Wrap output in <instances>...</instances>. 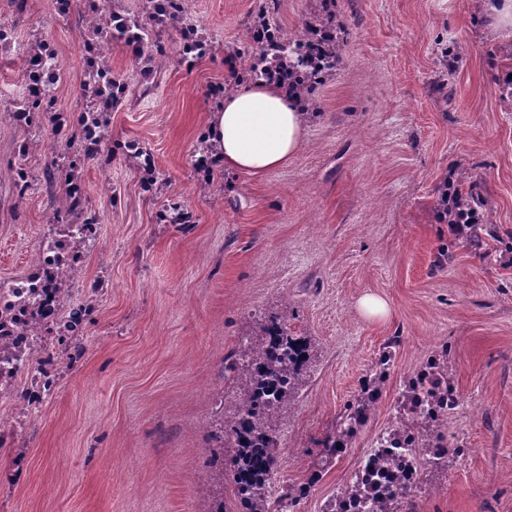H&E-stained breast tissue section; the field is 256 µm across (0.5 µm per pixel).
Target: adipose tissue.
<instances>
[{
  "label": "adipose tissue",
  "instance_id": "1",
  "mask_svg": "<svg viewBox=\"0 0 512 512\" xmlns=\"http://www.w3.org/2000/svg\"><path fill=\"white\" fill-rule=\"evenodd\" d=\"M305 113L272 84L229 94L209 136L226 169L262 175L285 165L299 147Z\"/></svg>",
  "mask_w": 512,
  "mask_h": 512
}]
</instances>
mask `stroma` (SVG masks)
<instances>
[{
	"mask_svg": "<svg viewBox=\"0 0 512 512\" xmlns=\"http://www.w3.org/2000/svg\"><path fill=\"white\" fill-rule=\"evenodd\" d=\"M323 5L182 0L210 46L191 66L170 29L151 31L147 74L120 43L105 45L128 85L100 132L105 159L71 143L84 136V7L60 15L54 0H0V281L20 278L56 229L78 222L95 243L73 285L100 291L83 359L60 366L53 395L0 446V512H244L212 462L218 401L235 394L221 370L247 350L258 315L288 308L315 349L277 422L282 486H311L295 512H324L350 483L438 350L460 402L425 438L457 453L425 467L416 512H512V109L500 100L512 64L495 59L505 38L473 0H333L345 51L308 97L296 153L258 176L220 166L206 182L195 171L216 110L209 86L234 85L232 70L258 52L252 17L267 11L295 38ZM40 39L61 73L49 91L67 120L58 135L44 107L16 119ZM455 42L467 55L449 72L443 50ZM137 148L155 163L149 191ZM70 167L83 184L75 213L51 179ZM460 167L490 208L494 233L479 248L450 240L434 215L440 182ZM181 211L190 223L176 222ZM367 295L385 300V316L361 312ZM387 344L394 358L367 425L323 460L322 440Z\"/></svg>",
	"mask_w": 512,
	"mask_h": 512,
	"instance_id": "stroma-1",
	"label": "stroma"
}]
</instances>
